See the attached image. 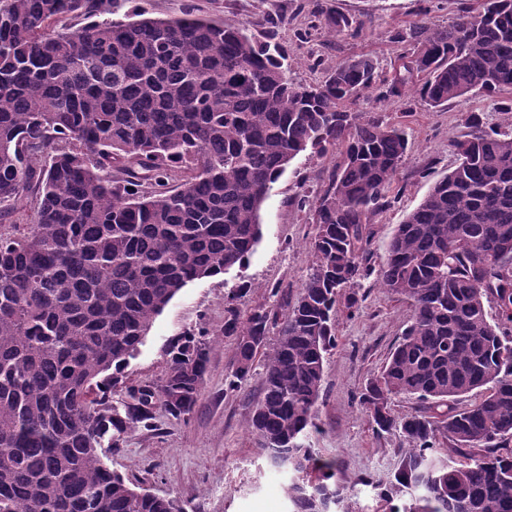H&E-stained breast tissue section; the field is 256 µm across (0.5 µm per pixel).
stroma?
<instances>
[{"label": "stroma", "mask_w": 512, "mask_h": 512, "mask_svg": "<svg viewBox=\"0 0 512 512\" xmlns=\"http://www.w3.org/2000/svg\"><path fill=\"white\" fill-rule=\"evenodd\" d=\"M318 0H112L114 18L132 4L152 16L174 18L193 8L206 19L228 22L280 20L276 40L288 54V75L300 84L325 81V67H313L310 53L326 61L366 55L389 73L398 64L400 47L391 42V29H409L425 23L434 28L451 24L458 0H319L327 14L342 12L367 21L358 38L327 42L326 22H314L312 6ZM311 30L310 42L297 34ZM480 114L486 127L505 129L508 115L493 109L492 98L476 95L468 102L433 109L421 99L411 107L401 100L385 103L384 116L401 126L408 148L391 193L388 208L369 226V263H383L398 224L415 209L432 184L455 162L452 139L465 131L469 112ZM335 155L306 152L298 156L274 184L261 210L262 239L242 270L196 281L157 316L137 355L130 360L124 384L137 387L158 382L166 368V351L186 331L207 328L213 336L204 389L189 422L158 414L155 429L128 431L120 451L105 461L132 485L175 499L183 512H287L286 474L270 466L258 438L248 428L252 403L262 390V378L253 375L241 389L225 388L224 378L235 355V339L223 335L226 296L247 282L251 289L239 301L241 309L270 303V291L284 287L296 299L312 261L310 245L317 227L296 209L298 194L319 189ZM357 306L341 312L336 346L324 365L318 429L310 445L324 459L336 461L338 481L350 495L347 512H392L400 497L385 498L400 467L406 443L400 433L376 434L360 403L366 385L384 363L409 324V303L389 295L375 276L362 279L354 289Z\"/></svg>", "instance_id": "1"}]
</instances>
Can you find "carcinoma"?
Segmentation results:
<instances>
[{
	"instance_id": "carcinoma-1",
	"label": "carcinoma",
	"mask_w": 512,
	"mask_h": 512,
	"mask_svg": "<svg viewBox=\"0 0 512 512\" xmlns=\"http://www.w3.org/2000/svg\"><path fill=\"white\" fill-rule=\"evenodd\" d=\"M77 23L62 25L64 19ZM330 36L366 22L338 12ZM266 27L185 11L152 17L112 0H0V214L24 192L36 218L0 231V512H182L104 461L157 411L186 422L211 343L191 330L167 351L157 384L122 395L123 373L156 316L190 283L244 267L262 238L260 211L301 153L338 152L327 182L297 196L317 225L312 263L281 314L233 306L224 384L238 390L255 357L263 390L248 421L268 463L294 474L290 512H335L338 465L309 444L318 428L338 306L366 277L367 226L389 203L407 150L381 104L419 88L432 108L512 89V0L462 2L446 28L390 31L391 76L342 58L318 85L288 79ZM451 141L456 164L398 225L379 282L408 300L410 324L362 396L378 432L408 448L390 494L395 512H512V131L481 117ZM423 406L402 416L393 397ZM448 452L436 448L437 436Z\"/></svg>"
}]
</instances>
